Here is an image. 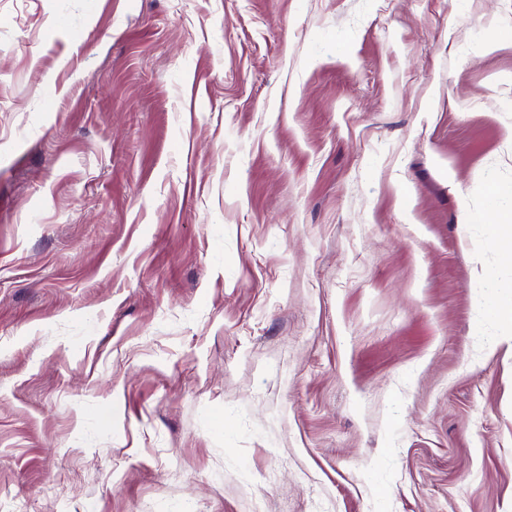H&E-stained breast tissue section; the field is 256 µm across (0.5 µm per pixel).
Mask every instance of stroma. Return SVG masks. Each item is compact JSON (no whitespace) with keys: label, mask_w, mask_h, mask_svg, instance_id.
Segmentation results:
<instances>
[{"label":"stroma","mask_w":512,"mask_h":512,"mask_svg":"<svg viewBox=\"0 0 512 512\" xmlns=\"http://www.w3.org/2000/svg\"><path fill=\"white\" fill-rule=\"evenodd\" d=\"M510 224L512 0H0V512H512Z\"/></svg>","instance_id":"stroma-1"}]
</instances>
